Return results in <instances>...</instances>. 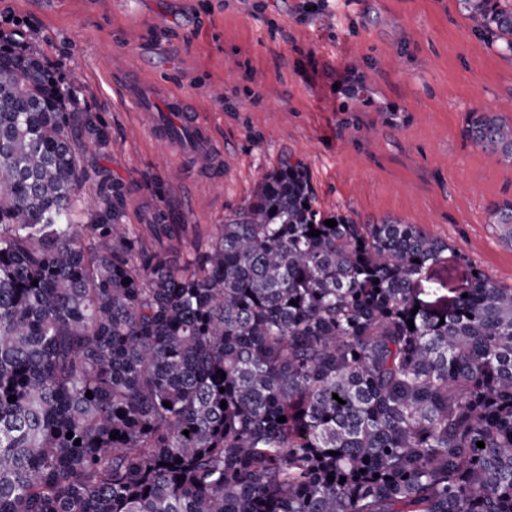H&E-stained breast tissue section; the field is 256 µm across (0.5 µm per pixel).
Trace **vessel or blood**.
Returning <instances> with one entry per match:
<instances>
[{
	"mask_svg": "<svg viewBox=\"0 0 512 512\" xmlns=\"http://www.w3.org/2000/svg\"><path fill=\"white\" fill-rule=\"evenodd\" d=\"M143 66V61L132 62L127 71L125 93L134 108L144 115L149 134L168 148L184 142L200 167L212 168L218 150L206 136L204 119L185 107L183 97L169 95L159 83L143 81L139 76Z\"/></svg>",
	"mask_w": 512,
	"mask_h": 512,
	"instance_id": "1",
	"label": "vessel or blood"
}]
</instances>
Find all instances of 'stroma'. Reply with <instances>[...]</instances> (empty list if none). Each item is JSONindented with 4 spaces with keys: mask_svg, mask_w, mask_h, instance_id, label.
I'll use <instances>...</instances> for the list:
<instances>
[{
    "mask_svg": "<svg viewBox=\"0 0 512 512\" xmlns=\"http://www.w3.org/2000/svg\"><path fill=\"white\" fill-rule=\"evenodd\" d=\"M0 38L34 49L103 142L81 157L91 175L77 206L118 186L127 224H185L163 240L186 252L285 156L304 165L315 206L358 223L395 218L467 259L429 270L460 287L468 266L512 286V245L489 207L512 199V164L463 134L469 111L512 105V55L475 31L458 0H0ZM150 74L203 114L224 147L198 169L143 131L114 66Z\"/></svg>",
    "mask_w": 512,
    "mask_h": 512,
    "instance_id": "35a3bbf8",
    "label": "stroma"
}]
</instances>
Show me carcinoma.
<instances>
[{"mask_svg": "<svg viewBox=\"0 0 512 512\" xmlns=\"http://www.w3.org/2000/svg\"><path fill=\"white\" fill-rule=\"evenodd\" d=\"M460 2L512 54V0ZM80 127L103 141L0 45V512H512V288L470 265L441 294L462 254L320 212L287 159L185 255L116 192L79 225ZM465 136L512 163L499 113ZM489 223L512 243V200ZM467 268L464 264H456L451 260L433 267L428 276L443 283L444 288H459L465 277Z\"/></svg>", "mask_w": 512, "mask_h": 512, "instance_id": "obj_1", "label": "carcinoma"}]
</instances>
